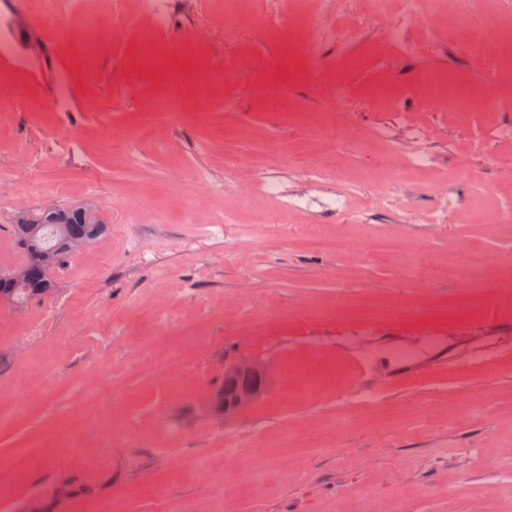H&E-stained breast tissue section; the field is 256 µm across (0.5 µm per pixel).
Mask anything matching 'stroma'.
I'll return each mask as SVG.
<instances>
[{"instance_id":"35a3bbf8","label":"stroma","mask_w":512,"mask_h":512,"mask_svg":"<svg viewBox=\"0 0 512 512\" xmlns=\"http://www.w3.org/2000/svg\"><path fill=\"white\" fill-rule=\"evenodd\" d=\"M53 9L72 36L44 52L33 18ZM276 9L266 32L248 12L226 22L225 0H171L185 44L159 48L141 0H0V243L17 211L87 197L110 226L56 270L54 299L0 307V512L34 496L46 512H512V223L493 221L512 201V138L479 136L512 128V0H473L472 55L422 22L416 55L387 61L385 18L339 48L316 40L321 0L306 24ZM101 18L112 38L90 64ZM303 39L329 68L273 65ZM426 69L464 85L470 111L428 100ZM166 94L178 116L153 123ZM395 108L431 127L415 206L436 185L469 195L476 172L478 209L433 226L379 208V153L414 147ZM324 109L357 139L309 120ZM306 162L318 179L292 171ZM261 171L343 190L370 221L280 213ZM234 356L277 380L227 423L205 402Z\"/></svg>"}]
</instances>
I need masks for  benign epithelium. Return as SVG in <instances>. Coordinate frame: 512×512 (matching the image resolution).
<instances>
[{
	"label": "benign epithelium",
	"instance_id": "7a95c632",
	"mask_svg": "<svg viewBox=\"0 0 512 512\" xmlns=\"http://www.w3.org/2000/svg\"><path fill=\"white\" fill-rule=\"evenodd\" d=\"M85 226L81 235L71 232L70 224ZM13 223L23 242L40 265V277H35L29 263L0 269V305L20 309L23 302L7 290L29 288L40 300L52 299L57 291L52 276L57 254L73 255L99 239L106 230L99 203L80 200L67 208L45 206L39 210H22L14 215ZM271 366L260 358H240L224 364V383L213 389L207 400L210 413L224 421L238 418L251 405L274 387Z\"/></svg>",
	"mask_w": 512,
	"mask_h": 512
}]
</instances>
